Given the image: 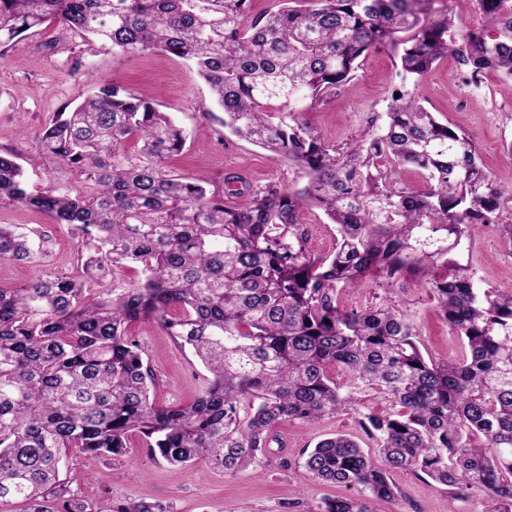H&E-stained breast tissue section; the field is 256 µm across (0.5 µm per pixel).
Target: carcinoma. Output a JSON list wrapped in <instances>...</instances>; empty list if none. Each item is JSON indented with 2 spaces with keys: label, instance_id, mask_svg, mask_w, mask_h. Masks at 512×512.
<instances>
[{
  "label": "carcinoma",
  "instance_id": "cac0c4a2",
  "mask_svg": "<svg viewBox=\"0 0 512 512\" xmlns=\"http://www.w3.org/2000/svg\"><path fill=\"white\" fill-rule=\"evenodd\" d=\"M251 2L0 0V55L48 21L60 41L165 51L194 65L225 129L308 177L300 188L252 191L238 176L218 190L174 175L165 159L185 147L184 130L89 72L88 95L57 112L38 150L90 191L32 192L21 164L0 155V199L71 226L82 241L78 275L0 289V505L167 512L156 501L78 495L73 485L86 473L71 460L123 456L137 435L153 461L256 468L280 425L346 412L371 390L393 406L360 420L379 461L337 435L303 463L309 477L361 495L306 512H379L397 497V469L429 476L452 500L480 489L489 512H512V297L476 288L459 269L439 274L457 265L452 255L476 228L494 223L512 188L494 183L472 142L405 91L345 147L301 121L353 79L372 48L390 49L416 85L446 54L474 84L487 71L512 78V0H479L486 28L453 42L448 16L421 17L432 0H304L261 15ZM404 165L424 175L426 190L397 186ZM245 193L247 205H235ZM309 205L336 226L324 258L306 249L299 212ZM31 254L26 234L0 225V259ZM128 263L140 266L134 287H88ZM412 272L466 342L462 361L426 360L397 308L345 311L331 296L338 284H389ZM136 321L156 324L203 364L208 376L193 401L150 399L156 377L128 332ZM332 365L350 374L349 391L328 375Z\"/></svg>",
  "mask_w": 512,
  "mask_h": 512
}]
</instances>
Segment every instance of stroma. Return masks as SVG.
<instances>
[{"mask_svg":"<svg viewBox=\"0 0 512 512\" xmlns=\"http://www.w3.org/2000/svg\"><path fill=\"white\" fill-rule=\"evenodd\" d=\"M449 14V37L482 29L486 19L478 0H433L430 17ZM55 26L27 33L0 56V155L17 157L30 190L54 187L65 193L77 186L70 170L39 154L37 143L46 122L63 105L78 103L89 91L84 76L70 69L81 59L98 78L128 87L171 113L187 134L183 151L167 161L169 170L186 178H204L222 187L225 177L242 176L251 188L276 183L303 184L301 170L263 148L232 135L223 125V112L213 107L210 91L190 63L162 52L119 54L111 45L86 44L73 38L56 44ZM396 57L386 48L369 51L354 78L324 105L303 112L302 121L327 143L340 145L368 129L373 113L384 112L392 92L405 89ZM417 93L438 119L465 134L474 144L486 170L499 185L512 187V78L489 72L480 85L455 58L442 57ZM299 221L308 231L306 248L314 257L330 255L336 228L323 213L305 207ZM0 224L17 225L35 249L25 260H0V289L20 287L35 277L69 276L77 270L79 241L67 225L45 214L0 200ZM474 283L501 296H512V200L500 209L494 224L480 227L458 257ZM333 297L347 311L389 305L404 312L420 339L426 359H462L463 340L438 311L429 288L415 277L384 285L366 279L355 288L337 287ZM157 379L151 397L157 405L185 404L197 397L207 375L194 355L181 350L164 331L147 322L130 324ZM390 400L365 392L345 413L307 424L292 422L280 429L282 448L268 455L261 468L225 472L199 461L173 466L150 460L140 438H132L128 453L111 460H75L86 472L77 491L89 499L110 494L113 500L158 501L171 512H301L303 505L336 495L358 496L355 488H341L307 478L305 451L320 440L347 434L362 437L359 418L390 410ZM399 489L384 512H488L485 492L464 491L449 500L446 486L420 473L392 472Z\"/></svg>","mask_w":512,"mask_h":512,"instance_id":"obj_1","label":"stroma"}]
</instances>
